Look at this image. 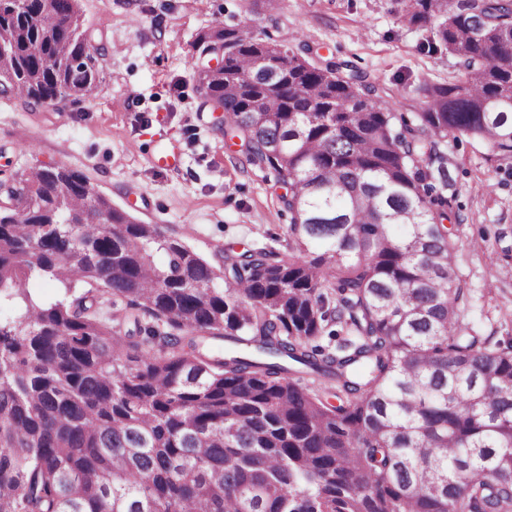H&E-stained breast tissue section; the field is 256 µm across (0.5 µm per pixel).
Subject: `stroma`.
I'll return each instance as SVG.
<instances>
[{
  "label": "stroma",
  "mask_w": 512,
  "mask_h": 512,
  "mask_svg": "<svg viewBox=\"0 0 512 512\" xmlns=\"http://www.w3.org/2000/svg\"><path fill=\"white\" fill-rule=\"evenodd\" d=\"M98 61L90 101L32 107L0 96V181L43 166L82 172L136 222L160 225L207 261L231 249L287 251L290 216L272 172L224 137L222 113L198 92L196 40L237 24L305 47L322 66L352 62L384 105L421 111L420 87L464 79L445 53L424 55L394 0H78ZM444 150L454 182L450 229L469 292L463 329L512 342V159L469 136ZM170 160L158 165V157Z\"/></svg>",
  "instance_id": "1"
}]
</instances>
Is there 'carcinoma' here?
Listing matches in <instances>:
<instances>
[{"instance_id":"obj_1","label":"carcinoma","mask_w":512,"mask_h":512,"mask_svg":"<svg viewBox=\"0 0 512 512\" xmlns=\"http://www.w3.org/2000/svg\"><path fill=\"white\" fill-rule=\"evenodd\" d=\"M76 2L0 0L16 97L94 94ZM399 13L426 30L419 52L465 75L421 88L411 120L268 34L197 39L224 44V79L197 89L288 188L297 254L215 266L124 210L88 222L101 194L78 171L22 175L26 199L0 211V288L24 304L0 322V512H512V343L462 333L443 151L466 134L512 158V0ZM34 272L102 286L144 335L81 296L35 303ZM332 325L335 351L312 344ZM300 369L338 404L296 385Z\"/></svg>"}]
</instances>
